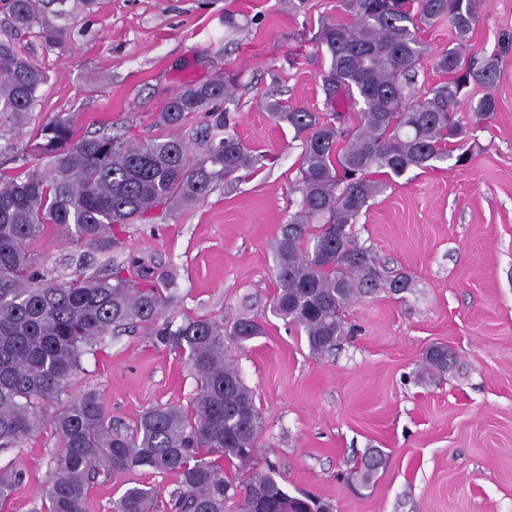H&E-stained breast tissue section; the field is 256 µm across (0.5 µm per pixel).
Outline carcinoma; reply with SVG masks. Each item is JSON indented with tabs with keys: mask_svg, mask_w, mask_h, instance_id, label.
Masks as SVG:
<instances>
[{
	"mask_svg": "<svg viewBox=\"0 0 512 512\" xmlns=\"http://www.w3.org/2000/svg\"><path fill=\"white\" fill-rule=\"evenodd\" d=\"M67 0H0V124L20 125L33 111L48 76L18 51L13 34L39 28L61 43L71 12ZM341 15L322 18L311 37L328 56L320 74L326 111L286 105L274 95L269 114L288 124L300 142L299 177L292 192L297 210L273 243L279 291L273 315L304 334L310 351L336 349L344 334L342 311L354 298L384 286L413 287L401 275L383 284L372 249L358 242L353 225L394 179L435 163L471 159L472 128L453 119L463 90L492 87L500 54L473 48L482 0H340ZM448 24L454 45L434 55L448 80L418 87V65L429 54L420 33ZM238 76L188 84L175 92L159 122L178 127L186 115L204 112L213 122L195 132L196 150L182 137L138 141L106 130L79 135L69 117L56 116L37 130L22 153L46 156L50 170L25 164L0 167V448L37 432L40 412L61 398L75 379L84 352L129 329H141L153 345L183 357L198 385L189 405L146 410L134 433L123 434L94 391L69 401L52 418L64 452L45 488L47 512H86L98 478L146 469L170 473L178 485L164 499L145 484L112 500V512H307L311 494L292 496L274 465L245 483L224 477L215 451L247 466L265 423L255 394L242 380L226 341L242 344L264 334L251 318L224 315L177 320L170 308L174 276L149 267L139 280L108 259L88 276L47 277L32 242L53 228L75 246L66 265L83 270L82 247L108 252L116 230L157 218V212L195 207L217 186L252 173L263 156L244 143L236 120L222 103H235ZM487 93L473 108L479 119L497 111ZM458 155H453L454 151ZM454 360L446 346L426 352L430 371L445 372ZM382 454L364 457L352 478L369 486ZM16 475L0 468V502L10 498Z\"/></svg>",
	"mask_w": 512,
	"mask_h": 512,
	"instance_id": "cac0c4a2",
	"label": "carcinoma"
}]
</instances>
